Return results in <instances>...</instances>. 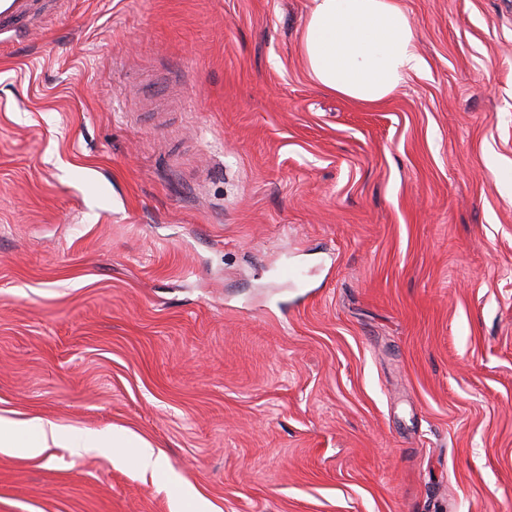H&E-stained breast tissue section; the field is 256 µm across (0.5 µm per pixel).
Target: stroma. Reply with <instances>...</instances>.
<instances>
[{
	"instance_id": "1",
	"label": "stroma",
	"mask_w": 512,
	"mask_h": 512,
	"mask_svg": "<svg viewBox=\"0 0 512 512\" xmlns=\"http://www.w3.org/2000/svg\"><path fill=\"white\" fill-rule=\"evenodd\" d=\"M401 4L376 106L312 0L0 36V416L163 460L0 453V512H512V0ZM300 53L319 87L366 106L427 65L399 0H313Z\"/></svg>"
}]
</instances>
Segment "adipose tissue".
<instances>
[{
	"mask_svg": "<svg viewBox=\"0 0 512 512\" xmlns=\"http://www.w3.org/2000/svg\"><path fill=\"white\" fill-rule=\"evenodd\" d=\"M300 53L319 87L366 106L384 102L426 67L399 0H313ZM59 445L78 451L135 448L142 470L161 465L153 447L134 434L0 417L1 451L19 448L38 457Z\"/></svg>",
	"mask_w": 512,
	"mask_h": 512,
	"instance_id": "obj_1",
	"label": "adipose tissue"
}]
</instances>
